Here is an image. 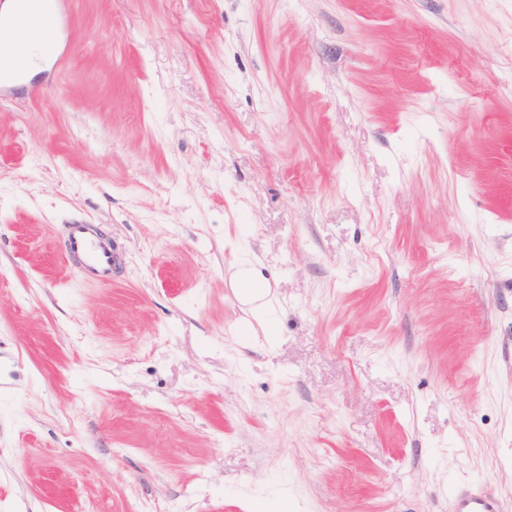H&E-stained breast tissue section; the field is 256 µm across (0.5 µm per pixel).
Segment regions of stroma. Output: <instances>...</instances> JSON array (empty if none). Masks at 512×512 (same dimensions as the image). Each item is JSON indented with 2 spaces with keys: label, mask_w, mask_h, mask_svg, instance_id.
<instances>
[{
  "label": "stroma",
  "mask_w": 512,
  "mask_h": 512,
  "mask_svg": "<svg viewBox=\"0 0 512 512\" xmlns=\"http://www.w3.org/2000/svg\"><path fill=\"white\" fill-rule=\"evenodd\" d=\"M59 33L0 88V512H512V0H67ZM65 257L77 265L82 279L88 282L112 281L115 255L111 240L99 234L92 224H67ZM455 512H499V502L488 491L459 486L454 490Z\"/></svg>",
  "instance_id": "1"
}]
</instances>
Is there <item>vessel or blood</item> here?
I'll return each instance as SVG.
<instances>
[{
    "instance_id": "b4317fda",
    "label": "vessel or blood",
    "mask_w": 512,
    "mask_h": 512,
    "mask_svg": "<svg viewBox=\"0 0 512 512\" xmlns=\"http://www.w3.org/2000/svg\"><path fill=\"white\" fill-rule=\"evenodd\" d=\"M65 257L75 262L82 279L107 283L112 279L115 256L111 240L92 225L71 224L67 227ZM455 512H499L494 494L460 486L454 491Z\"/></svg>"
}]
</instances>
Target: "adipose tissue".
<instances>
[{"label":"adipose tissue","mask_w":512,"mask_h":512,"mask_svg":"<svg viewBox=\"0 0 512 512\" xmlns=\"http://www.w3.org/2000/svg\"><path fill=\"white\" fill-rule=\"evenodd\" d=\"M53 8L52 0H6L0 7V43L5 46L0 59L8 64L21 61V76L41 68L55 54L57 35L42 38L28 20L29 15Z\"/></svg>","instance_id":"ef3b65f1"}]
</instances>
